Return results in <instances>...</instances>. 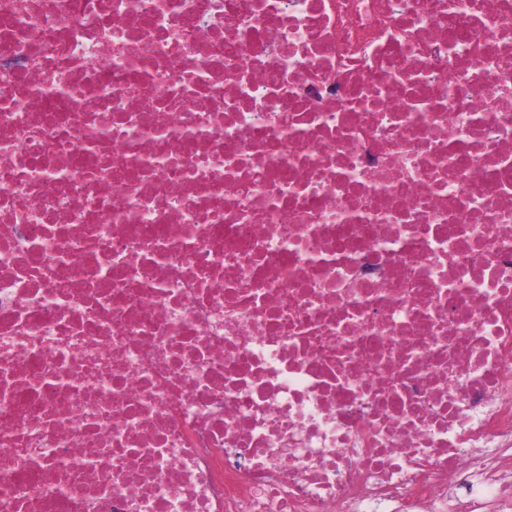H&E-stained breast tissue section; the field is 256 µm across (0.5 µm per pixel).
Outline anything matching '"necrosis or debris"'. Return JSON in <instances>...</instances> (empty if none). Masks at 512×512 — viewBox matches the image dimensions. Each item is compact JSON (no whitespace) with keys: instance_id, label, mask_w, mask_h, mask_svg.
Wrapping results in <instances>:
<instances>
[{"instance_id":"4bbe7bcc","label":"necrosis or debris","mask_w":512,"mask_h":512,"mask_svg":"<svg viewBox=\"0 0 512 512\" xmlns=\"http://www.w3.org/2000/svg\"><path fill=\"white\" fill-rule=\"evenodd\" d=\"M0 512H512V0H0Z\"/></svg>"}]
</instances>
